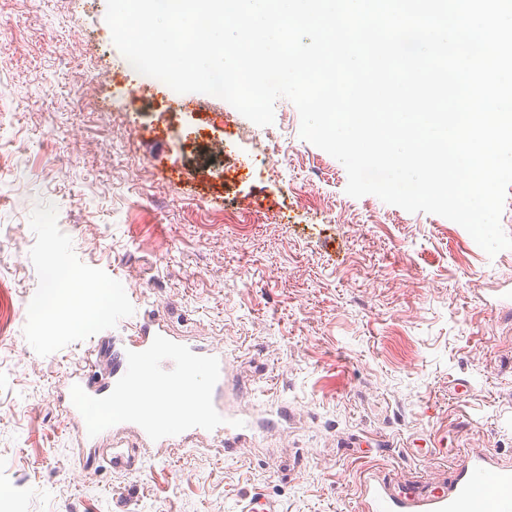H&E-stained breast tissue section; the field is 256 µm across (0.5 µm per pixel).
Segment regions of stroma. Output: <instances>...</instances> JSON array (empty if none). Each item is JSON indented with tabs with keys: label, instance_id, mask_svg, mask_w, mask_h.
I'll return each mask as SVG.
<instances>
[{
	"label": "stroma",
	"instance_id": "1",
	"mask_svg": "<svg viewBox=\"0 0 512 512\" xmlns=\"http://www.w3.org/2000/svg\"><path fill=\"white\" fill-rule=\"evenodd\" d=\"M98 0H0V484L10 512H356L360 468L424 487L487 450L512 462V249L346 194L288 99L251 127L220 98L129 73ZM82 96H75V84ZM288 148L280 170L263 154ZM224 144L216 155L210 144ZM26 169L55 207L8 180ZM155 305L172 335L224 348L225 406L255 427L150 448L141 471L75 467L54 399L85 340L49 317L62 269Z\"/></svg>",
	"mask_w": 512,
	"mask_h": 512
}]
</instances>
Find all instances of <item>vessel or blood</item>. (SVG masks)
<instances>
[{
    "mask_svg": "<svg viewBox=\"0 0 512 512\" xmlns=\"http://www.w3.org/2000/svg\"><path fill=\"white\" fill-rule=\"evenodd\" d=\"M143 299L124 300L112 315L113 327L148 311ZM96 352L110 365L107 379L89 374H65L67 411L83 414L87 407L113 409L114 415L95 428L79 433L83 464L100 455L98 441L112 439L109 462L113 469L140 471L141 443L157 448H181L195 436H209L233 453L250 420L224 410V383L229 359L223 349L206 348L171 335L159 318L148 319L134 336H111L97 341ZM133 429L138 441L121 436ZM357 512H512V464L492 452L466 456L448 483L425 490L396 488L385 477H364Z\"/></svg>",
    "mask_w": 512,
    "mask_h": 512,
    "instance_id": "1",
    "label": "vessel or blood"
}]
</instances>
